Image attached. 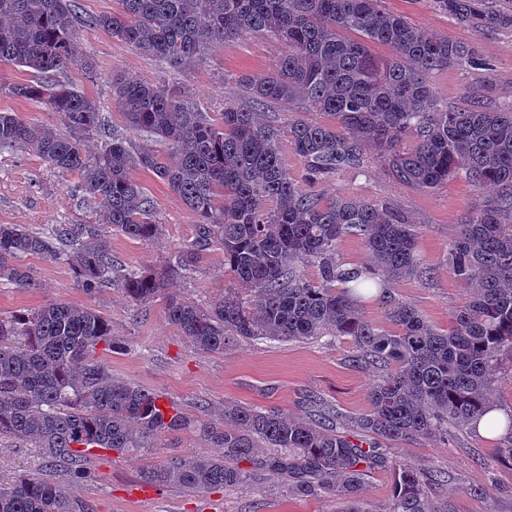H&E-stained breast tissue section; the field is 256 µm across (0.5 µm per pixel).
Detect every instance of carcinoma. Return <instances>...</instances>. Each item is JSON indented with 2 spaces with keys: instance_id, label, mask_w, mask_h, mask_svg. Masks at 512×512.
Masks as SVG:
<instances>
[{
  "instance_id": "cac0c4a2",
  "label": "carcinoma",
  "mask_w": 512,
  "mask_h": 512,
  "mask_svg": "<svg viewBox=\"0 0 512 512\" xmlns=\"http://www.w3.org/2000/svg\"><path fill=\"white\" fill-rule=\"evenodd\" d=\"M457 23L481 32L512 29V12L485 0H432ZM110 13L87 15L76 0H0V62L31 79L0 90L61 116L64 131L0 112V147L20 146L63 176H76L81 199L98 221L55 224L34 232L0 224V281L38 287L22 264L42 256L68 264L87 295L116 285L138 303L163 297L168 321L199 350L222 353L239 339L304 341L349 338L386 371L373 386L352 435L336 416L305 419L227 404L215 419L189 421L175 404L118 380L97 350L122 347L109 320L87 306L51 301L0 315V439L40 450L57 479L21 476L0 483V512H94L70 487L93 478L101 450L124 455L162 435L193 427L213 451L171 455L144 467L146 486L213 492L260 489L285 479L297 497L332 494L357 501L367 469L387 463L381 445L448 437L488 409L493 367L512 354V103L491 107L478 92L452 110L439 104L428 75L485 66L471 46L429 33L387 11L383 0H118ZM101 28L172 69L190 66L214 43L250 31L288 47L275 64L238 78L242 103L221 120L188 101L186 89L131 74L112 76V105L132 130L167 147L102 133L96 101L59 80L81 62L77 35ZM355 31L359 39L342 35ZM389 54L379 56L373 46ZM291 110L288 143L316 183L369 158L399 184L432 191L464 176L496 194L472 208L449 243V261L471 288L448 330L430 325L387 285L431 273L418 252L415 225L400 209L356 196L324 199L303 188L280 157L281 129L257 109ZM323 112L333 122L305 114ZM103 136L92 153L86 141ZM164 181L197 217L191 241L158 271L115 276L112 232L150 241L161 234L154 205L132 172ZM362 241L372 265L347 267L339 243ZM224 250L238 287L204 308L164 294L166 282L193 271L202 252ZM316 266L310 282L300 267ZM386 295L391 329L372 325L359 306L363 290ZM271 453L255 460L258 448ZM437 469L401 467L389 512H436Z\"/></svg>"
}]
</instances>
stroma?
I'll use <instances>...</instances> for the list:
<instances>
[{"mask_svg": "<svg viewBox=\"0 0 512 512\" xmlns=\"http://www.w3.org/2000/svg\"><path fill=\"white\" fill-rule=\"evenodd\" d=\"M390 12L409 18L429 32L473 46L487 66L433 71L429 81L441 102L457 106L471 91H480L486 103L512 102V30L481 34L460 26L437 11L431 0H385ZM83 57L96 72L83 66L70 68L64 82L94 98L111 130L145 142V135L129 132L112 106V74L130 73L154 81L184 86L193 104L219 118L224 106L241 102L239 76L268 70L286 47L262 32H248L236 40L207 49L191 67L174 70L162 61L140 54L106 31H79ZM136 181L152 199L162 234L152 241L111 236L112 255L129 269L154 270L194 236L195 216L168 186L152 174L135 171ZM76 180L45 168L31 152L0 148V224H24L36 232L54 224L84 219L87 211L74 190ZM324 198L358 196L402 209L415 223L418 249L432 273L391 284L392 295L413 305L432 325L448 328L452 312L471 294L453 271L448 244L456 227L479 201L480 195L464 178L423 192L393 181L379 162L363 171L346 172L315 184ZM39 286L25 290L0 284V314L31 310L47 301L83 304L112 322V334L123 340V351L105 352L101 358L114 377L162 394L191 420L217 417L225 404L241 403L275 408L297 417H309L312 400L331 405L343 417L367 410L369 395L379 372L358 361L351 339L326 338L304 342L241 339L224 353L196 349L169 323L163 299L137 304L116 287L86 295L77 288L71 270L62 263L28 257ZM232 280L224 273V252L207 251L194 272L170 280L168 288L184 299L207 306L221 298ZM503 439H485L474 430H449L447 438L402 442L387 449L388 466L369 471L361 495L365 512H388L395 481L394 463L417 470L432 466L448 473V484L433 494L436 512H512V469L498 461ZM208 447L194 429L161 437L155 447L119 456L100 453L93 462L95 480L73 489L75 496L93 505L95 512H348L347 503L333 496L296 497L280 488L252 490L227 487L213 493L181 488H147L140 482L146 465L168 455H194ZM38 449L0 441V481L39 471Z\"/></svg>", "mask_w": 512, "mask_h": 512, "instance_id": "obj_1", "label": "stroma"}]
</instances>
